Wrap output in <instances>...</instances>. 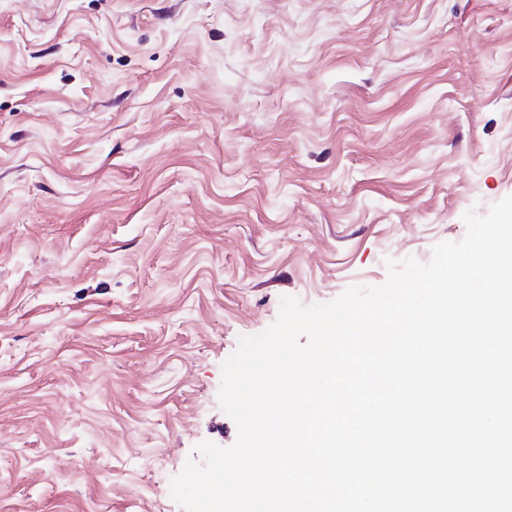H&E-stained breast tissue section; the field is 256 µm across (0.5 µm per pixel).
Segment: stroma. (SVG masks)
<instances>
[{
	"instance_id": "stroma-1",
	"label": "stroma",
	"mask_w": 512,
	"mask_h": 512,
	"mask_svg": "<svg viewBox=\"0 0 512 512\" xmlns=\"http://www.w3.org/2000/svg\"><path fill=\"white\" fill-rule=\"evenodd\" d=\"M512 195V0H0V512H183L221 365Z\"/></svg>"
}]
</instances>
